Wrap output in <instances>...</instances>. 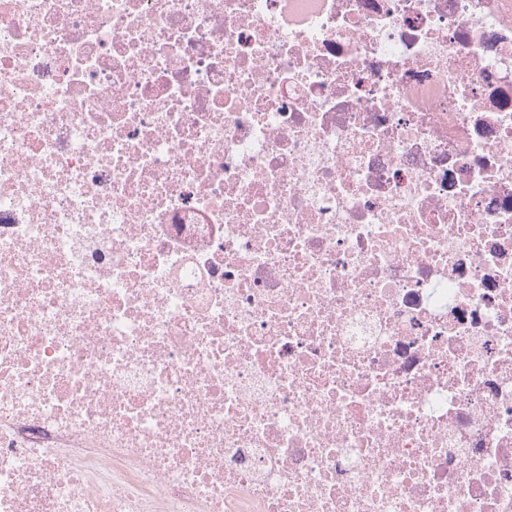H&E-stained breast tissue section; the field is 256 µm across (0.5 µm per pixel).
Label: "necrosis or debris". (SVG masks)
I'll list each match as a JSON object with an SVG mask.
<instances>
[{
	"mask_svg": "<svg viewBox=\"0 0 512 512\" xmlns=\"http://www.w3.org/2000/svg\"><path fill=\"white\" fill-rule=\"evenodd\" d=\"M0 512H512V0H0Z\"/></svg>",
	"mask_w": 512,
	"mask_h": 512,
	"instance_id": "necrosis-or-debris-1",
	"label": "necrosis or debris"
}]
</instances>
